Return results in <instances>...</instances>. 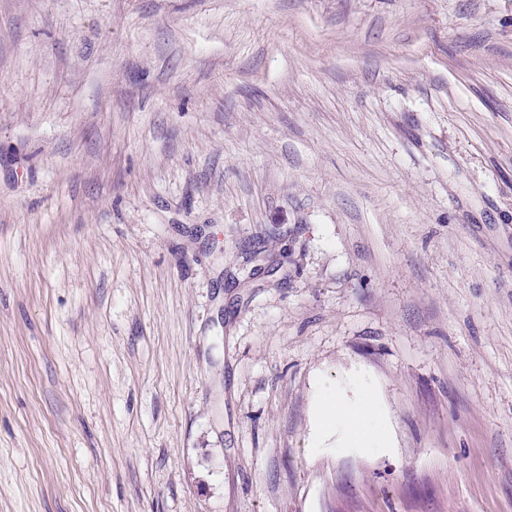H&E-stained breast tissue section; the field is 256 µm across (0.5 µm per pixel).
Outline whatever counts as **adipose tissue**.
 Returning a JSON list of instances; mask_svg holds the SVG:
<instances>
[{"mask_svg":"<svg viewBox=\"0 0 512 512\" xmlns=\"http://www.w3.org/2000/svg\"><path fill=\"white\" fill-rule=\"evenodd\" d=\"M379 410L380 403L373 396L356 404L338 395L319 398L313 412L317 445L337 435L370 445H387L389 434L375 420Z\"/></svg>","mask_w":512,"mask_h":512,"instance_id":"ef3b65f1","label":"adipose tissue"}]
</instances>
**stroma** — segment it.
<instances>
[{
  "instance_id": "35a3bbf8",
  "label": "stroma",
  "mask_w": 512,
  "mask_h": 512,
  "mask_svg": "<svg viewBox=\"0 0 512 512\" xmlns=\"http://www.w3.org/2000/svg\"><path fill=\"white\" fill-rule=\"evenodd\" d=\"M0 512H512V0H0ZM379 410V400L374 396L357 404H350L339 395L319 398L313 412L316 444L323 446L332 437L342 435L385 447L389 443V434L375 420Z\"/></svg>"
}]
</instances>
